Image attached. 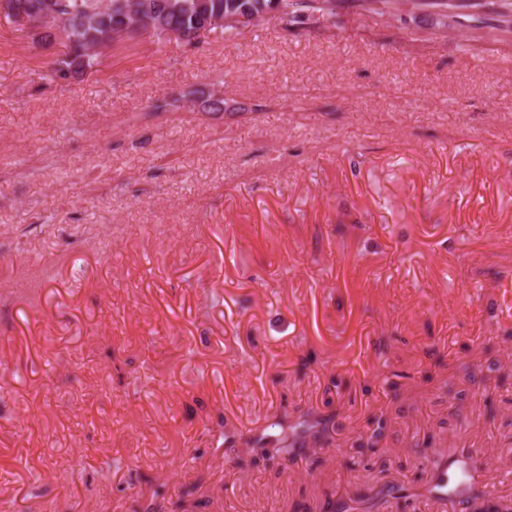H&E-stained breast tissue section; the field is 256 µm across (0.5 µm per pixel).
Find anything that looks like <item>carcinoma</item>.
<instances>
[{
    "mask_svg": "<svg viewBox=\"0 0 512 512\" xmlns=\"http://www.w3.org/2000/svg\"><path fill=\"white\" fill-rule=\"evenodd\" d=\"M18 8L27 13L39 12L52 6L63 16L64 31H47L41 39L52 42L62 39L68 52L54 69L53 77L69 79L84 75L94 64L95 53L91 49L103 43L104 35L114 25H126V39L141 34L148 22L161 17L167 25L183 31L184 42L193 44L203 30V15L224 19L245 10L264 13L279 9L281 18L288 21L296 18L303 8L322 13L329 18L336 16L342 0H13ZM418 6L441 13L480 21L487 16L495 17L500 24L512 22V14L501 10L496 0H420ZM327 418L304 419L292 427V434L275 439L273 448L266 447L263 438L248 440L258 446L262 458L270 460L276 456L288 458L295 453L297 437L301 434L317 441L329 431Z\"/></svg>",
    "mask_w": 512,
    "mask_h": 512,
    "instance_id": "cac0c4a2",
    "label": "carcinoma"
}]
</instances>
